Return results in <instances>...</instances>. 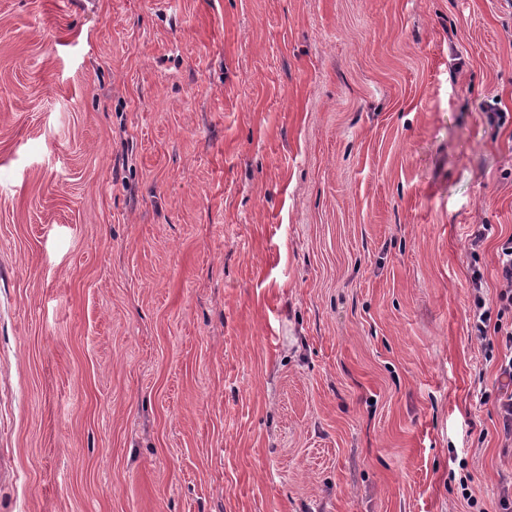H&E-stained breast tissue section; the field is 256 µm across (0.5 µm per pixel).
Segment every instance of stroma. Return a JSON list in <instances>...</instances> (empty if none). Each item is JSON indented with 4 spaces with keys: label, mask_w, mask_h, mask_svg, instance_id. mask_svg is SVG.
I'll list each match as a JSON object with an SVG mask.
<instances>
[{
    "label": "stroma",
    "mask_w": 512,
    "mask_h": 512,
    "mask_svg": "<svg viewBox=\"0 0 512 512\" xmlns=\"http://www.w3.org/2000/svg\"><path fill=\"white\" fill-rule=\"evenodd\" d=\"M511 235L512 0H0V512H497ZM499 292L495 305L488 303L482 292L483 272L476 264L471 268L470 308L471 336L486 339L493 325V333L500 336L508 354H504L499 367L505 382L498 389L496 398L503 422L505 447L512 443V236L503 240L497 249ZM502 381V382H503Z\"/></svg>",
    "instance_id": "1"
}]
</instances>
